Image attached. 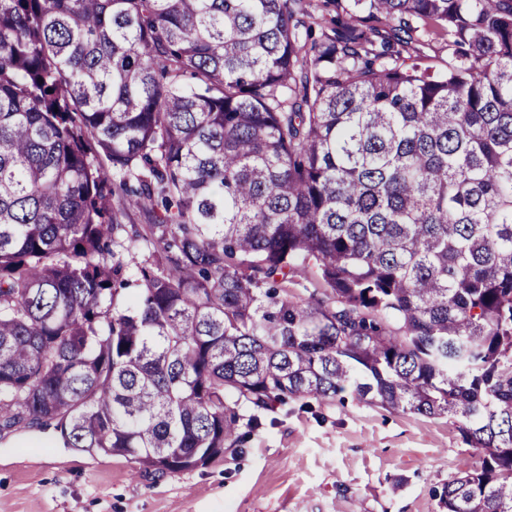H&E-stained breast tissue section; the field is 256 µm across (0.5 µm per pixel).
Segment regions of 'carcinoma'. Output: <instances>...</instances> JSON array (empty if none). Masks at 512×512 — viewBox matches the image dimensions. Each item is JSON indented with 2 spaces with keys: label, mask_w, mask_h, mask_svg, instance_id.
Returning <instances> with one entry per match:
<instances>
[{
  "label": "carcinoma",
  "mask_w": 512,
  "mask_h": 512,
  "mask_svg": "<svg viewBox=\"0 0 512 512\" xmlns=\"http://www.w3.org/2000/svg\"><path fill=\"white\" fill-rule=\"evenodd\" d=\"M332 2L0 0V434L177 473L349 389L512 512V0Z\"/></svg>",
  "instance_id": "cac0c4a2"
}]
</instances>
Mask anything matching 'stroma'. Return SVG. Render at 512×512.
I'll return each mask as SVG.
<instances>
[{
  "mask_svg": "<svg viewBox=\"0 0 512 512\" xmlns=\"http://www.w3.org/2000/svg\"><path fill=\"white\" fill-rule=\"evenodd\" d=\"M474 460L452 421L348 392L277 407L238 454L164 476L21 427L0 435V512H442L438 491Z\"/></svg>",
  "mask_w": 512,
  "mask_h": 512,
  "instance_id": "obj_1",
  "label": "stroma"
}]
</instances>
